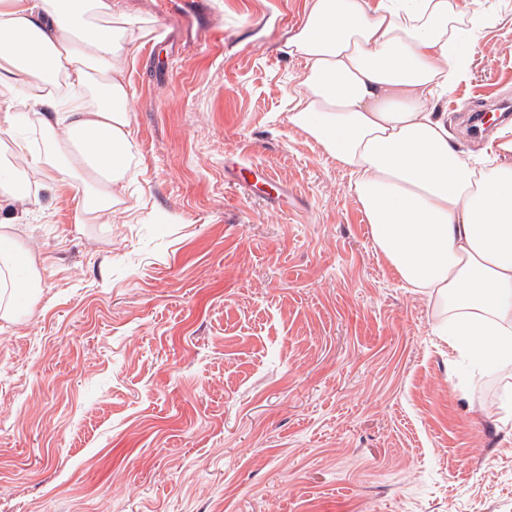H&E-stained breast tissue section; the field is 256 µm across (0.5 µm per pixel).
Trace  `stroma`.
Returning a JSON list of instances; mask_svg holds the SVG:
<instances>
[{
  "label": "stroma",
  "instance_id": "1",
  "mask_svg": "<svg viewBox=\"0 0 512 512\" xmlns=\"http://www.w3.org/2000/svg\"><path fill=\"white\" fill-rule=\"evenodd\" d=\"M439 109L475 152L512 101V0ZM307 0H115L152 21L127 71L121 211L37 189L44 268L0 321V512H512L502 375L450 363L425 299L372 246L349 177L288 122ZM235 160L288 190L270 208Z\"/></svg>",
  "mask_w": 512,
  "mask_h": 512
}]
</instances>
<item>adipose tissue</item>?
Returning a JSON list of instances; mask_svg holds the SVG:
<instances>
[{"mask_svg": "<svg viewBox=\"0 0 512 512\" xmlns=\"http://www.w3.org/2000/svg\"><path fill=\"white\" fill-rule=\"evenodd\" d=\"M495 22L456 0H309L287 45L304 63L289 123L348 173L374 248L477 377L512 372V128L472 156L438 106ZM148 33L112 0H0V320L42 288L16 232L32 175L77 189L76 223L119 210L134 160L125 73ZM29 115L34 152L10 133Z\"/></svg>", "mask_w": 512, "mask_h": 512, "instance_id": "obj_1", "label": "adipose tissue"}]
</instances>
